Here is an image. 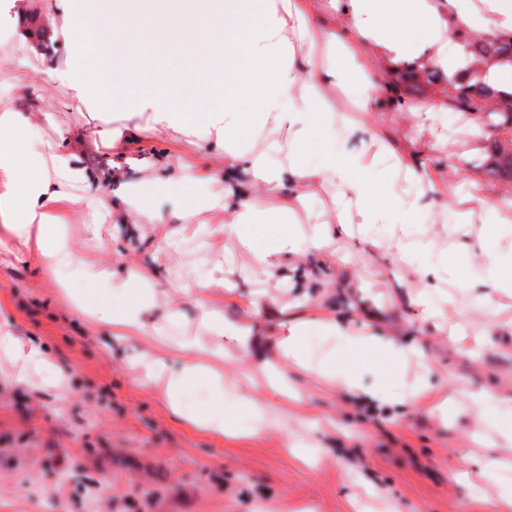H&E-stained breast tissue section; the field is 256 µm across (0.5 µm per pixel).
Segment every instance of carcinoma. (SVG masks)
Wrapping results in <instances>:
<instances>
[{
  "instance_id": "1",
  "label": "carcinoma",
  "mask_w": 512,
  "mask_h": 512,
  "mask_svg": "<svg viewBox=\"0 0 512 512\" xmlns=\"http://www.w3.org/2000/svg\"><path fill=\"white\" fill-rule=\"evenodd\" d=\"M462 41L466 66L462 72L439 80V70L423 73L410 71L402 78L406 83H426L448 95V105L471 120L478 121L474 136L482 138L485 127L499 133L491 144L489 157L498 178L512 183V94H504L480 75L482 66L491 59L512 63V36L471 34L460 28L453 32Z\"/></svg>"
}]
</instances>
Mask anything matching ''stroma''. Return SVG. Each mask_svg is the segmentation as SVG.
Returning <instances> with one entry per match:
<instances>
[{
	"label": "stroma",
	"instance_id": "1",
	"mask_svg": "<svg viewBox=\"0 0 512 512\" xmlns=\"http://www.w3.org/2000/svg\"><path fill=\"white\" fill-rule=\"evenodd\" d=\"M67 51L56 27L42 29L35 53L19 50L13 34L0 36V108L38 119V138L48 142L58 133L71 139L75 162L89 173L79 194L90 203L139 188L150 175V150L157 136L147 115L130 112L86 114L71 111L49 78ZM27 73L25 86L12 81L16 67ZM346 100H338L337 122L328 130L332 143L376 152L383 138L410 164L430 169H456V179L433 184L431 198L442 210L434 225L435 248L469 251L478 256L494 241L480 224H460L454 204L463 193L493 200L504 184L484 166L483 143L461 134L463 121L455 110L443 113L430 131H422L414 112H379L370 133L346 137L342 119ZM138 126L140 142L120 169L109 142L95 138L100 129ZM168 169L179 176L195 167L202 149L196 137L175 130L164 134ZM334 188L308 196L304 215L326 223L327 251L300 257L271 280L248 272L239 240L208 234L209 213L197 224L183 225L171 243L163 236L173 229V214L161 205L160 221L151 227L115 224L104 219L86 232L81 216L67 225L77 258L89 265H107L114 280L145 267L156 271L167 294L150 315L172 335L195 333L200 312L194 301L171 294V287L192 284L209 271V257L224 256L228 278L239 289L213 292L210 304L229 326L250 319L253 296L268 295L276 304L261 317L257 348L238 354L228 370L240 378L242 392L272 409L282 398L244 371L258 361L275 359V336L283 320L310 322L327 315L354 334L394 338L413 351V373L425 390L419 401L367 411L344 390L318 387L302 370L289 373L302 403L283 421L255 431L248 407L226 396L234 410L235 434L219 437L190 427L175 415L160 383L137 379L129 370L133 351L145 348L146 336L116 338L111 325L75 311L42 266L19 261L5 245L12 234L0 223V325L23 339L35 338L53 354L61 386L43 382L33 366L0 362V507L5 512H39L45 498L59 512H493L498 488L512 486V447H500L496 433L472 444L469 411L443 424L429 411L432 401L456 388L503 395L497 421L512 424V339L489 336L478 314L460 323L461 347L448 342L434 313L447 305L446 268L431 264L426 276L412 280L409 265L395 252L372 249L362 226L337 232L333 216ZM424 294L431 313L414 302ZM176 307L177 323L166 321ZM311 446L312 458L299 457L287 440ZM507 459L497 488L466 483L457 459L467 452L482 459L488 450ZM109 492H101L102 480Z\"/></svg>",
	"mask_w": 512,
	"mask_h": 512
}]
</instances>
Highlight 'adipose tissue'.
<instances>
[{
  "instance_id": "ef3b65f1",
  "label": "adipose tissue",
  "mask_w": 512,
  "mask_h": 512,
  "mask_svg": "<svg viewBox=\"0 0 512 512\" xmlns=\"http://www.w3.org/2000/svg\"><path fill=\"white\" fill-rule=\"evenodd\" d=\"M474 13L484 31L512 34V0H55L52 21L66 26L79 15L85 20L67 41L66 62L51 75L73 111L147 112L160 128H194L200 141L223 147L225 170L244 169L248 179L197 200L193 187L213 180L207 164L176 179L158 155L141 189L90 211L72 191L86 174L72 161L69 138L61 133L41 144L33 120L6 111L0 113V222L11 227L12 254L47 266L62 287L79 277L109 282V267L77 265L61 231L65 219L82 213L95 224L112 210L122 223L152 224L151 202L165 196L175 204L178 223H194L202 208L213 212L210 232L239 238L246 259L256 263L255 273L267 276L288 259L324 250L323 228L296 220L303 197L324 185L338 188L340 225L416 224L421 215L436 216L433 206L387 194L390 170L365 151L326 148L312 165L302 155L323 138L341 94L355 98L353 128L364 130L369 113L392 98L402 69H462L450 30ZM315 38L334 51L332 64L300 55L301 43ZM250 128L270 133L264 152L236 149ZM268 194L275 196V208L267 207ZM472 202L469 195L457 198L459 221L476 216L492 237H512L511 195L478 211ZM478 268L488 288L474 309L491 316L503 298H512V252H490ZM154 278L150 270L130 273L120 288L124 303L96 305L94 316L120 332L152 338V347L131 357L132 370L167 372L169 357L179 358L177 371L167 373L165 382L175 414L184 413L187 392L206 384L210 405L187 415L189 423L209 433L234 434V418L224 408L232 382L198 360L202 354L224 360L256 346L253 326L226 328L223 317L203 302L226 285L223 260H213L192 291L201 303L202 330L196 336L171 339L163 327L147 322L154 305L148 283ZM317 326L353 357L347 365L328 357L316 370L318 379L340 382L356 395L363 370L370 368L378 374L369 395L374 404L415 400L404 384L407 353L395 342L349 335L329 317L318 319ZM277 351L280 366L263 360L258 368L286 402L298 404L288 371L308 366L300 322L282 324Z\"/></svg>"
}]
</instances>
